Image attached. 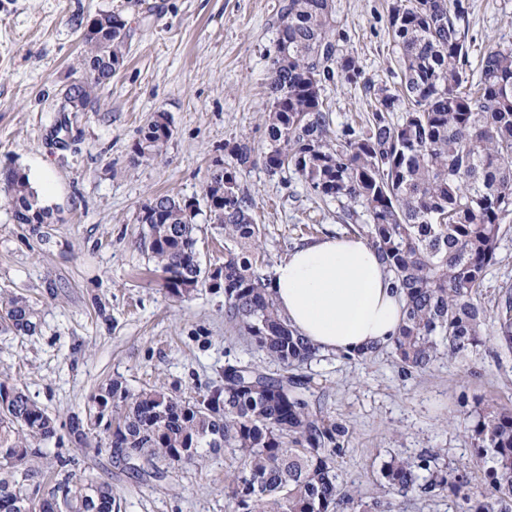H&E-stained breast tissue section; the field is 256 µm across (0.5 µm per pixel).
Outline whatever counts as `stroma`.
Returning <instances> with one entry per match:
<instances>
[{"instance_id": "1", "label": "stroma", "mask_w": 512, "mask_h": 512, "mask_svg": "<svg viewBox=\"0 0 512 512\" xmlns=\"http://www.w3.org/2000/svg\"><path fill=\"white\" fill-rule=\"evenodd\" d=\"M390 0H334L336 35L357 59L354 83H325L335 128L371 110L367 87L396 89V54L388 31ZM470 62L489 46H512V0H465ZM285 0H0V168L28 175L55 223L33 234L14 223L0 199V291L26 296L38 312L34 334L0 332V374L21 383L56 418L34 480L51 496L64 476L94 475L112 487V512H229L226 453L201 449L192 464L163 478L135 475L109 449L73 447L70 416L85 415L109 381L130 392L155 388L193 400L223 384L227 362L278 363L261 357L224 315V291L200 287L170 296L162 272L138 245L140 207L159 194L196 202L203 266H218L236 243L209 221L204 188L224 146L240 140L256 165L240 177L256 201L262 229L254 251L264 273L296 244L347 225L340 205L307 191L298 174H269L270 57ZM127 21L126 56L110 82L79 112L65 94L82 80L86 23L103 12ZM168 113L172 136L161 157L134 160L141 129ZM474 373L439 360L407 371L389 351L347 360L319 354L304 366L329 416L352 429L340 461L365 500L380 497L376 470L391 456L439 452L466 467L472 486L485 463L472 457L467 413L482 396L512 406V353L495 341L481 348Z\"/></svg>"}]
</instances>
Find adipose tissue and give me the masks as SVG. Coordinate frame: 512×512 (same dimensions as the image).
<instances>
[{"label": "adipose tissue", "mask_w": 512, "mask_h": 512, "mask_svg": "<svg viewBox=\"0 0 512 512\" xmlns=\"http://www.w3.org/2000/svg\"><path fill=\"white\" fill-rule=\"evenodd\" d=\"M269 291L291 328L319 352L355 357L396 336L402 298L360 236L296 246L276 264Z\"/></svg>", "instance_id": "1"}]
</instances>
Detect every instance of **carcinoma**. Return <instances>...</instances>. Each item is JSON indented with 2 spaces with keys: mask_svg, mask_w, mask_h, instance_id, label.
<instances>
[{
  "mask_svg": "<svg viewBox=\"0 0 512 512\" xmlns=\"http://www.w3.org/2000/svg\"><path fill=\"white\" fill-rule=\"evenodd\" d=\"M389 28L400 89H368L374 111L366 124L332 129L322 84L351 83L356 59L335 38L333 0H288L271 60L265 169H291L322 200H345L343 223L377 252L404 306L398 333L386 345L405 369L440 359L469 367L487 340L512 349V282L485 302L488 275L512 231V47H491L468 78L467 8L462 0H393ZM127 23L118 12L94 17L83 33L86 81L67 99L87 104L95 88L125 60ZM167 113L141 130L136 158H156L171 137ZM246 141L228 147L232 164L210 173L205 199L211 223L232 238L220 272L225 317L266 358L294 368L315 348L279 314L270 278L253 262L260 236L254 199L239 175L255 165ZM0 190L14 221L33 233L53 212L26 173L0 170ZM197 213L165 194L145 204L141 246L164 274L168 293L189 297L212 287L198 250ZM37 312L14 293H0V330L28 334ZM112 407L108 448L136 454L138 473L164 477L163 466L191 464L198 449L231 454L224 495L229 512H392V502L363 501L345 481L339 458L349 448L347 424L327 416L298 373L274 376L253 362L227 363L224 385L187 401L155 389L128 393L115 379L94 397ZM473 457L489 459L483 486L464 467L448 468L438 453L392 456L376 480L403 498L448 495L459 512H512V406L474 398L469 414ZM56 419L23 388L0 381V501L25 512L39 443L56 436ZM53 497L60 512H112V487L66 475Z\"/></svg>",
  "mask_w": 512,
  "mask_h": 512,
  "instance_id": "1",
  "label": "carcinoma"
}]
</instances>
